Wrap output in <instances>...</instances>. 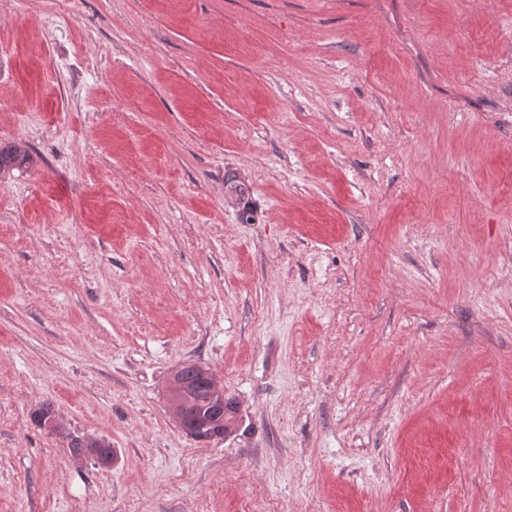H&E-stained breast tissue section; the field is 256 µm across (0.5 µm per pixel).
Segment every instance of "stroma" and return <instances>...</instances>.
Here are the masks:
<instances>
[{"instance_id": "35a3bbf8", "label": "stroma", "mask_w": 512, "mask_h": 512, "mask_svg": "<svg viewBox=\"0 0 512 512\" xmlns=\"http://www.w3.org/2000/svg\"><path fill=\"white\" fill-rule=\"evenodd\" d=\"M1 142L0 512H512V0H0ZM30 160L28 150L18 144H0V174L25 166ZM214 381L215 377L205 365L187 362L172 373L167 385L170 404L175 397L183 402L184 416L179 424L198 441L215 435L225 437L235 430L238 422L239 406L234 398L224 397L226 413L216 409L219 397L213 392Z\"/></svg>"}]
</instances>
